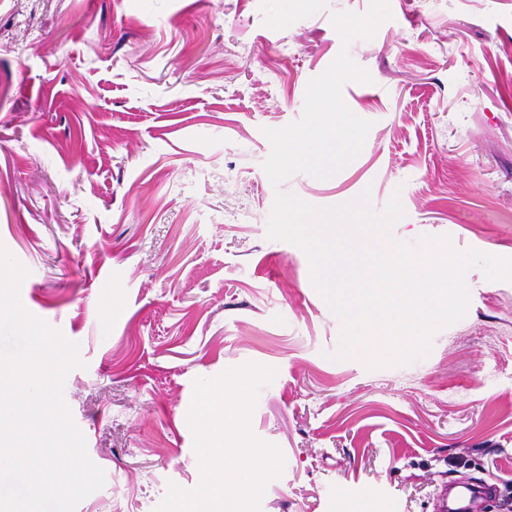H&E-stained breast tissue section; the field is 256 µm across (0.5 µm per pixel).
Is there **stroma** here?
<instances>
[{"label":"stroma","mask_w":512,"mask_h":512,"mask_svg":"<svg viewBox=\"0 0 512 512\" xmlns=\"http://www.w3.org/2000/svg\"><path fill=\"white\" fill-rule=\"evenodd\" d=\"M0 0V245L25 309L79 346L64 400L105 484L76 512H155L201 473L193 382L276 369L250 417L281 474L259 512H433L434 486L512 498V281L470 269L466 317L401 367L329 360L341 323L305 252L272 240L276 190L314 206L400 193L393 234L512 258V0ZM373 126L326 180L273 186L265 129L301 118L340 51Z\"/></svg>","instance_id":"obj_1"}]
</instances>
